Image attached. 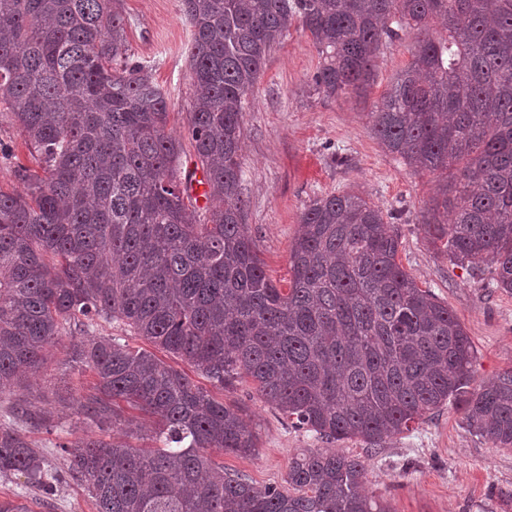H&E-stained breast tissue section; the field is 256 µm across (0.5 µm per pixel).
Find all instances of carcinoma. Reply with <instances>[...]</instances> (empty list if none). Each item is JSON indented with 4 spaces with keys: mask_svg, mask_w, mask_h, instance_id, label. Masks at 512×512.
Instances as JSON below:
<instances>
[{
    "mask_svg": "<svg viewBox=\"0 0 512 512\" xmlns=\"http://www.w3.org/2000/svg\"><path fill=\"white\" fill-rule=\"evenodd\" d=\"M179 2L204 206L181 178L166 94L130 60L119 0H0V102L30 155L14 165L22 189L0 188V386L104 320L221 391L251 379L271 408L329 444L377 446L453 401L476 435L512 448V369L470 388L473 342L398 262L399 235L379 206L350 192L313 198L280 288L240 193L245 101L291 26L310 33L315 90L327 98L366 91L383 40L417 30L412 61L369 113L373 132L415 171L455 168L423 216L426 234L512 292V0ZM72 347L96 380L79 413L132 437L141 428L124 408L135 410L155 446L58 443L69 457L61 473L0 424L1 475L46 495L77 482L96 512H390L361 492L365 461L332 450L298 454L284 487L225 471L209 451L258 448L241 410L116 337ZM49 406L26 401L15 418L49 432Z\"/></svg>",
    "mask_w": 512,
    "mask_h": 512,
    "instance_id": "cac0c4a2",
    "label": "carcinoma"
}]
</instances>
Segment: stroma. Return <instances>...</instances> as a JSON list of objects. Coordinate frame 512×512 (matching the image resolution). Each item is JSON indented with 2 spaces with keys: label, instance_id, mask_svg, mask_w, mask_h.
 <instances>
[{
  "label": "stroma",
  "instance_id": "stroma-1",
  "mask_svg": "<svg viewBox=\"0 0 512 512\" xmlns=\"http://www.w3.org/2000/svg\"><path fill=\"white\" fill-rule=\"evenodd\" d=\"M127 40L135 59L149 62L165 92L175 133H183L192 97L187 48L191 27L178 0H122ZM417 32H403L381 48L366 95L327 98L313 88L319 67L317 48L301 26H292L272 49L243 114L241 196L245 222L267 272L277 284L291 278L289 252L300 217L311 199L355 192L378 205L399 235L398 260L418 285L448 303L476 349L472 386L512 368V293L496 288L490 274L450 262L442 244L428 239L422 215L435 194L438 174L412 172L375 138L369 113L412 60ZM0 142L14 160L0 159V187L14 186V161L29 153L5 104L0 103ZM93 375L72 360V340L55 343L39 372L15 390L0 394V421L16 400H50L53 421L63 436L29 425L20 431L56 470L66 458L57 441L75 444L92 437L111 440L79 415L75 399L91 392ZM224 402L239 406L256 425L259 451L251 457L213 453L225 469L247 474L263 485H284L292 458L303 449L329 445L294 428L267 404L251 381L224 389ZM367 462L366 491L387 502L392 512H512V449L497 448L468 430L464 411L444 405L412 431L370 448L357 438L330 445Z\"/></svg>",
  "mask_w": 512,
  "mask_h": 512
}]
</instances>
